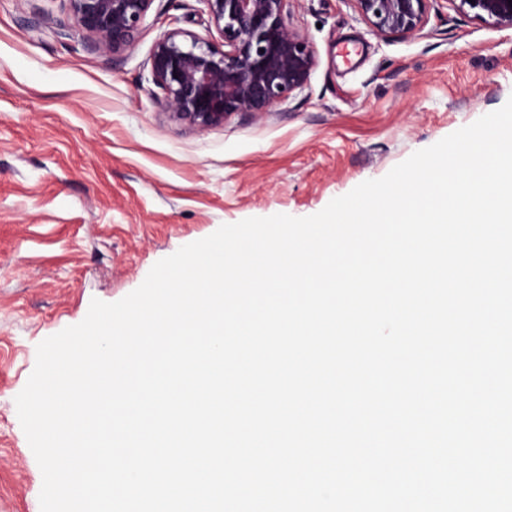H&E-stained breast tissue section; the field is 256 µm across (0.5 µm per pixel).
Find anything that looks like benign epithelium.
<instances>
[{"label":"benign epithelium","mask_w":512,"mask_h":512,"mask_svg":"<svg viewBox=\"0 0 512 512\" xmlns=\"http://www.w3.org/2000/svg\"><path fill=\"white\" fill-rule=\"evenodd\" d=\"M73 32L91 51L118 56L136 43L153 0H66ZM221 42L174 29L152 50L151 76L171 118L203 131L234 113L260 115L303 89L316 66L309 42L288 24V0H203ZM384 37L420 33L432 0H353ZM458 11L512 28L508 0H452Z\"/></svg>","instance_id":"7a95c632"}]
</instances>
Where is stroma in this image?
<instances>
[{"mask_svg":"<svg viewBox=\"0 0 512 512\" xmlns=\"http://www.w3.org/2000/svg\"><path fill=\"white\" fill-rule=\"evenodd\" d=\"M315 51L272 112L188 128L150 54L169 30L216 38L203 0H154L109 58L68 35L63 0H0V512H40L42 474L15 398L46 338L115 302L159 260L251 217L318 213L512 97V29L432 0L383 39L352 0H290Z\"/></svg>","mask_w":512,"mask_h":512,"instance_id":"1","label":"stroma"}]
</instances>
